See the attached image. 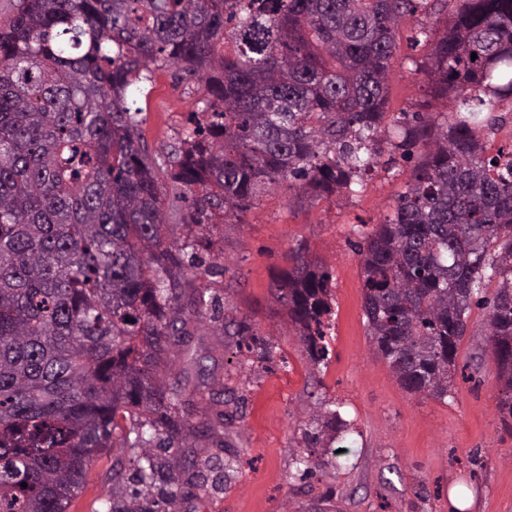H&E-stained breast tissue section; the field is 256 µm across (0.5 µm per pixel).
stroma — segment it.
Returning a JSON list of instances; mask_svg holds the SVG:
<instances>
[{
	"label": "stroma",
	"instance_id": "stroma-1",
	"mask_svg": "<svg viewBox=\"0 0 512 512\" xmlns=\"http://www.w3.org/2000/svg\"><path fill=\"white\" fill-rule=\"evenodd\" d=\"M417 27L408 16L396 33L385 142L402 113L430 118L441 109L415 66L429 52L428 44L410 43ZM200 97L197 83L179 82L168 70L139 84L134 98L150 154L177 143ZM423 153L417 146L396 162H379L350 194L315 199L275 186L250 203L240 223L214 229L220 270L199 283L245 334L197 322L187 355L176 357L164 380L225 400L232 466L212 463L207 490L172 504L152 489L156 512H455L459 497L471 500L464 512H512V419L498 409L486 309L470 311L442 400L404 389L376 355L367 328L359 247L365 232L393 216ZM300 244L330 276L327 355L319 363L272 295L292 267L290 249ZM331 411L343 419L341 430L325 428ZM302 456L310 458V472L298 469ZM133 475L123 449H104L70 512H103Z\"/></svg>",
	"mask_w": 512,
	"mask_h": 512
}]
</instances>
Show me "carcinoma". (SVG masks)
<instances>
[{
    "label": "carcinoma",
    "mask_w": 512,
    "mask_h": 512,
    "mask_svg": "<svg viewBox=\"0 0 512 512\" xmlns=\"http://www.w3.org/2000/svg\"><path fill=\"white\" fill-rule=\"evenodd\" d=\"M430 2L449 19L422 68L446 113L404 125L397 147L425 155L360 247L364 311L401 386L443 399L471 302L499 280L487 330L512 418V166L480 139L512 100V0H18L0 28V512H68L111 447L136 487L107 512H152L143 489L173 499L194 475L191 434L225 451L224 412L190 422L205 396L163 381L209 309L177 290L207 233L271 186L354 191L381 157L397 26ZM166 68L201 83L205 121L156 158L129 100ZM180 225L198 232L180 243ZM290 258L273 296L317 363L330 278Z\"/></svg>",
    "instance_id": "1"
}]
</instances>
